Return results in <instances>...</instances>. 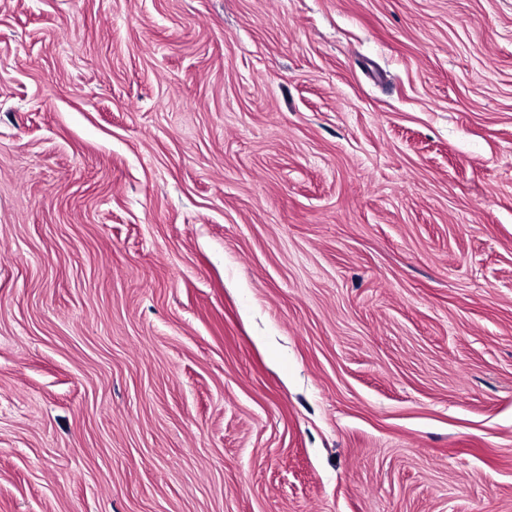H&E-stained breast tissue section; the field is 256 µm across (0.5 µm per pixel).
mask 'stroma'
Returning a JSON list of instances; mask_svg holds the SVG:
<instances>
[{"label":"stroma","mask_w":512,"mask_h":512,"mask_svg":"<svg viewBox=\"0 0 512 512\" xmlns=\"http://www.w3.org/2000/svg\"><path fill=\"white\" fill-rule=\"evenodd\" d=\"M0 512H512V0H0Z\"/></svg>","instance_id":"stroma-1"}]
</instances>
